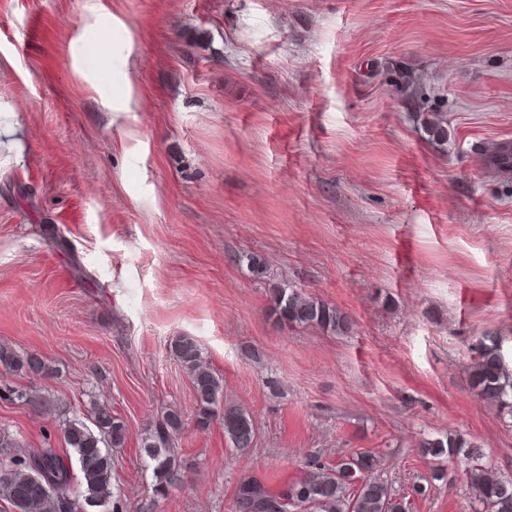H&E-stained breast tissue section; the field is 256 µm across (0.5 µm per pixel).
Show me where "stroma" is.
Wrapping results in <instances>:
<instances>
[{
  "instance_id": "stroma-1",
  "label": "stroma",
  "mask_w": 512,
  "mask_h": 512,
  "mask_svg": "<svg viewBox=\"0 0 512 512\" xmlns=\"http://www.w3.org/2000/svg\"><path fill=\"white\" fill-rule=\"evenodd\" d=\"M391 63L446 112L447 143L416 131ZM505 140L512 0H0V344L56 369L0 372V392L56 405L0 395V429L61 451L59 415L104 397L128 512H230L244 478L277 491L356 451L409 512H471L464 460L420 443L461 435L512 475V419L465 373L482 334L512 347V177L484 165ZM272 283L351 333L276 325ZM176 336L251 416L249 451L197 430ZM171 408L187 469L157 499L141 439Z\"/></svg>"
}]
</instances>
